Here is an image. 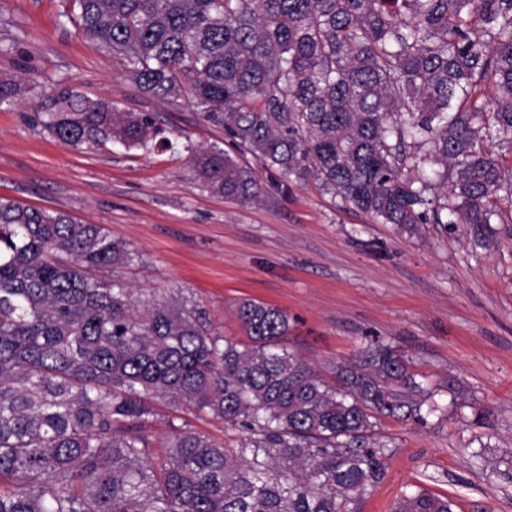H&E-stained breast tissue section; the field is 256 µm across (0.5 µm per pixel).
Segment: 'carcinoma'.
Masks as SVG:
<instances>
[{
	"instance_id": "carcinoma-1",
	"label": "carcinoma",
	"mask_w": 512,
	"mask_h": 512,
	"mask_svg": "<svg viewBox=\"0 0 512 512\" xmlns=\"http://www.w3.org/2000/svg\"><path fill=\"white\" fill-rule=\"evenodd\" d=\"M61 16L143 93L189 94L234 150L383 224L512 223V164L492 151L512 155V0H63ZM19 90L0 79V105ZM31 120L75 149L173 146L154 115L61 81ZM191 163L207 190L261 193L220 147ZM127 259L101 225L0 197V512H358L391 455L380 419L435 411L389 345L328 384L278 307L240 304L244 346L185 303L135 310L96 277ZM157 397L246 438L174 426L155 454ZM453 506L419 490L395 512Z\"/></svg>"
}]
</instances>
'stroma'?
Instances as JSON below:
<instances>
[{
	"label": "stroma",
	"mask_w": 512,
	"mask_h": 512,
	"mask_svg": "<svg viewBox=\"0 0 512 512\" xmlns=\"http://www.w3.org/2000/svg\"><path fill=\"white\" fill-rule=\"evenodd\" d=\"M59 0H0V78L21 91L0 106V197L103 225L131 253L102 279L137 306L189 301L214 333L246 342L236 310L287 312L285 345L324 380L382 342L405 352L436 411L381 419L392 448L384 481L359 512H392L422 488L454 512H512V224L477 240L466 224L377 223L312 175L281 178L239 154L262 186L241 203L203 189L185 144L224 145L187 100L144 94L99 45L58 15ZM125 112H151L170 149L75 150L27 120L58 79ZM156 438L182 427L229 447L241 431L193 406L157 399Z\"/></svg>",
	"instance_id": "obj_1"
}]
</instances>
